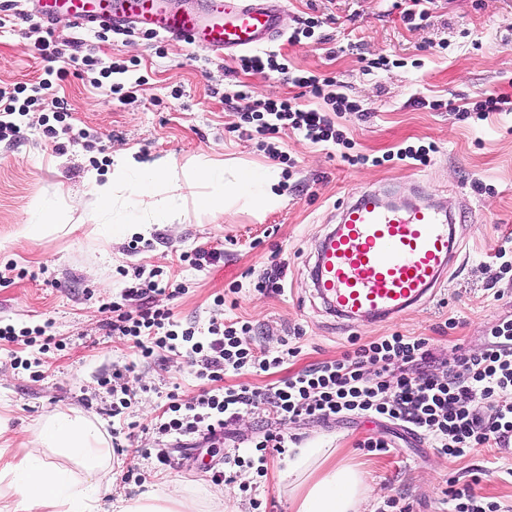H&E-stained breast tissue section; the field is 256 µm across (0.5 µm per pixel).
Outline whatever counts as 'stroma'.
Masks as SVG:
<instances>
[{
	"instance_id": "1",
	"label": "stroma",
	"mask_w": 512,
	"mask_h": 512,
	"mask_svg": "<svg viewBox=\"0 0 512 512\" xmlns=\"http://www.w3.org/2000/svg\"><path fill=\"white\" fill-rule=\"evenodd\" d=\"M322 21L325 42L291 41L305 18ZM283 37L273 44L294 68L336 77L365 113L345 112L336 122L354 152L369 156L349 166L336 154L286 132L275 160L257 138L241 134L236 84L251 86L260 98L300 97L299 90L275 75H251L235 57H218L180 41L149 42L137 37L100 40L93 30L56 26V40L76 46L99 67L125 61L127 73L113 82L140 80L137 102L124 105L92 82L91 74L71 71L47 91L45 101L22 117L19 138L0 142V270L17 274L0 280V324L44 327L47 351L22 342L0 341V422L8 429L10 451H19L41 418L72 408L99 422L112 448V480L98 512H114L116 500H134L149 490L179 487L197 512H291L288 489L280 482L282 455L269 458L265 477L238 468L234 482L213 484V469L223 467L224 448L173 453V467L160 465L151 451L161 442L154 425L169 395L180 404L195 401L205 386L185 356L162 351L138 358L132 342L112 335L107 305L121 301L125 311L137 299L121 300L126 272L157 269L180 294L153 295L154 305L171 308L185 327L206 330L210 319L240 318L254 327L253 340L267 352L298 347L297 357L267 373L244 372L239 380L265 387L309 365L340 357L378 336L400 332L427 336L442 360L458 350L487 346L488 328L512 314V278L495 254L512 238V112H493L486 120L468 109L489 93L512 96V0H434L431 17L407 29L390 0H287ZM36 35L14 18L0 27V87L32 83L48 64L35 52ZM388 65L363 75L362 66ZM302 105L323 108L322 100L300 97ZM60 101L68 123L84 132L77 144L59 147L42 129ZM435 143L427 166L412 168L387 161L407 145ZM124 149L144 162L182 167L208 158L243 166H273L283 171L282 204L256 215L239 202L213 212L197 206L212 186L195 184L176 200L167 185H157L156 211L176 210L173 223L146 224L139 234L125 227L139 221L140 200L128 186L109 206H100L93 183L112 176V153ZM381 165H372V158ZM486 185V192L473 188ZM361 187L392 189L406 199L446 201L456 224L460 256L435 296L401 317L383 323L338 319L316 295L311 271L320 242L339 222V206ZM40 228L27 239V227ZM220 248L219 262L197 270L183 252ZM274 262L285 265L283 288L259 293L256 284ZM238 285L237 305L215 306L213 299ZM455 327H447V320ZM39 362V373L23 361ZM440 364L434 372H441ZM128 365L134 392L122 416L112 414V395L104 386L114 367ZM298 443L335 449L336 460L368 474L369 492L361 512H376L398 497L412 512H451L443 491L450 479L477 472L481 495L512 512V452L485 448L451 460L430 442L388 424L367 419L340 423L301 421L290 425ZM370 436L394 444L377 455L361 448ZM134 479H127V472Z\"/></svg>"
}]
</instances>
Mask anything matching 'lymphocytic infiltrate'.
Returning <instances> with one entry per match:
<instances>
[{"label": "lymphocytic infiltrate", "mask_w": 512, "mask_h": 512, "mask_svg": "<svg viewBox=\"0 0 512 512\" xmlns=\"http://www.w3.org/2000/svg\"><path fill=\"white\" fill-rule=\"evenodd\" d=\"M239 67L251 74L276 73L306 94L323 100L324 109H306L293 99H256L248 85H240L242 129L257 135L271 157L282 133L293 131L304 140L339 147L349 165L363 155L350 154V140L337 128L335 117L361 111L359 101L340 92L334 78L303 70H290L286 59L273 50L240 56ZM52 79L31 86L0 87V141L16 135L18 116L38 101ZM116 317L113 335L131 340L142 359L157 352L185 355L197 378L208 381L195 403L170 402L155 425L165 439L201 437L209 446L223 444L232 426L246 414L261 409L271 424L253 441L256 473L265 476L271 452L288 446V426L303 419L337 420L352 415L385 419L419 433L439 454L458 458L482 448L512 447V318L489 329L492 346L476 354L461 353L441 376L427 372L433 358L428 338L395 332L378 336L336 359H327L287 378L255 387L246 383L223 386L224 377L252 369L269 372L287 364L294 348L278 355L258 351L252 326L240 319H211L206 335L181 327L171 309L144 306L137 314L122 312L112 303Z\"/></svg>", "instance_id": "f902f5d3"}]
</instances>
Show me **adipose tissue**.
<instances>
[{
    "instance_id": "1",
    "label": "adipose tissue",
    "mask_w": 512,
    "mask_h": 512,
    "mask_svg": "<svg viewBox=\"0 0 512 512\" xmlns=\"http://www.w3.org/2000/svg\"><path fill=\"white\" fill-rule=\"evenodd\" d=\"M213 186L199 205L208 210L246 201L259 212L279 206L281 194L277 169H255L235 164H212L197 159L181 169L135 160L123 151L112 157V179L97 186L100 205L109 204L117 186L131 183L140 195H149L159 181L173 191L190 187L198 179ZM78 460L83 475L73 479L48 457L49 450ZM333 449L300 446L288 451V486L294 512H358L368 492L365 476L357 467L333 462ZM112 467L108 440L86 415L60 410L47 416L32 431L22 454L7 455L0 448V482L8 499L0 512H93L100 499L99 475Z\"/></svg>"
}]
</instances>
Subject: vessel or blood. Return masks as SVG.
<instances>
[{
    "label": "vessel or blood",
    "instance_id": "obj_1",
    "mask_svg": "<svg viewBox=\"0 0 512 512\" xmlns=\"http://www.w3.org/2000/svg\"><path fill=\"white\" fill-rule=\"evenodd\" d=\"M284 0H200L195 11L165 0H33L46 28L60 19L86 28L126 25L216 55L268 45L282 36ZM454 216L430 204L398 205L365 188L341 206L317 251L315 291L336 315L385 322L428 301L459 255Z\"/></svg>",
    "mask_w": 512,
    "mask_h": 512
}]
</instances>
